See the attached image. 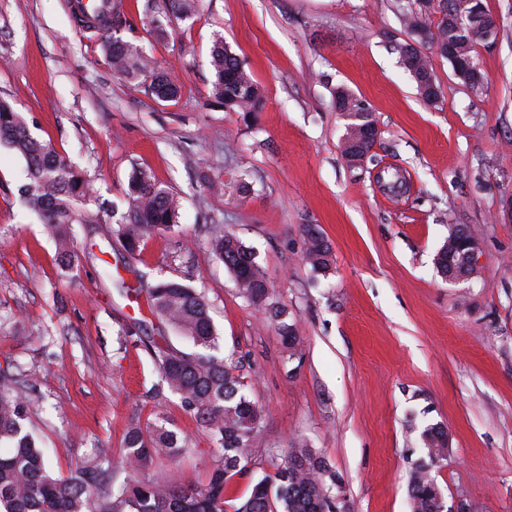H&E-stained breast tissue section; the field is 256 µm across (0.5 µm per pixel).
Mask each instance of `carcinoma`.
<instances>
[{"label":"carcinoma","mask_w":512,"mask_h":512,"mask_svg":"<svg viewBox=\"0 0 512 512\" xmlns=\"http://www.w3.org/2000/svg\"><path fill=\"white\" fill-rule=\"evenodd\" d=\"M199 0H161L157 14L149 17L150 33L168 37L173 20L195 15ZM439 15L436 27L424 16ZM102 17L107 23L104 59L118 75L137 81L153 97L169 101L178 87L137 47L113 35L123 25L114 12ZM494 24L487 10L481 14L457 13V0H418V12L406 18L415 44L421 31L429 40L439 39L456 47L455 60L477 69L474 46L486 40V28ZM214 80L210 97L234 112L260 111L263 93L242 68L223 39L215 41L211 53ZM336 106L347 114L364 112L365 104L344 88L336 89ZM0 143L20 154L27 166L28 181L20 191L28 209L37 215L46 232L58 244L57 260L64 270L78 265L73 246V225L92 224L97 214L93 189L52 145L32 136L12 106L0 101ZM131 209L126 223L118 225L117 237L125 250L136 252L144 236L154 230L169 229L177 223L178 202L169 189L149 173L136 169L128 185ZM306 259L315 271L330 267V248L312 225L306 227ZM210 246L213 254L233 274L243 297L268 314L288 351L298 355L300 345L296 325L288 309L272 298L268 282L256 269L250 251L235 235L216 230ZM151 313L191 340L200 351L191 354L151 346L150 352L162 379L179 396L182 406L192 413L219 448L208 482L202 487H183L164 480L145 478L161 457H173L183 448V438L163 424L147 428L133 421L123 438L120 460L112 449L101 448L85 464L67 476L50 469L45 449L38 446L23 421L33 399L22 381L7 370H0V444L9 452L0 454V512H226L228 482L250 470L251 451L262 420L263 410L250 398L235 375V366L214 354L218 350L210 307L205 295L175 279L158 282L148 290ZM427 461L411 472L409 495L413 512H441L440 489L431 468L446 454L448 436L438 424L421 433ZM274 467L251 484L248 498L233 512H347L338 497L342 486L328 462L305 442L288 449L283 459L271 457Z\"/></svg>","instance_id":"obj_1"}]
</instances>
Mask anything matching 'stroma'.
Masks as SVG:
<instances>
[{
	"label": "stroma",
	"mask_w": 512,
	"mask_h": 512,
	"mask_svg": "<svg viewBox=\"0 0 512 512\" xmlns=\"http://www.w3.org/2000/svg\"><path fill=\"white\" fill-rule=\"evenodd\" d=\"M71 0H0V100L91 181L102 205L74 227L81 261L67 273L57 246L23 205L24 159L0 145V368L31 377L29 422L55 474L95 446L120 455L130 421L185 436V454L154 474L205 484L219 454L208 431L162 381L143 340L193 344L159 323L146 290L174 278L202 291L219 337L263 409L256 464L234 478L243 500L303 439L342 479L352 512H412L408 493L420 435L448 432L432 470L447 507L512 512V0H483L498 21L477 45L473 89L428 50L441 91L427 103L400 62L416 0H200L155 39L147 0H112L124 40L179 84L160 101L104 62L105 38L74 28ZM223 37L264 93L260 112L225 110L209 96L211 47ZM374 113L375 158L352 168L336 87ZM181 202L177 226L129 254L116 236L129 213L133 168ZM406 184L389 193L381 171ZM246 182L239 195L227 184ZM330 244L327 275L306 261V225ZM468 227L482 254L470 279L435 265L452 228ZM255 256L302 341L289 358L276 329L242 297L209 251L215 229ZM139 325V339L120 335Z\"/></svg>",
	"instance_id": "35a3bbf8"
}]
</instances>
